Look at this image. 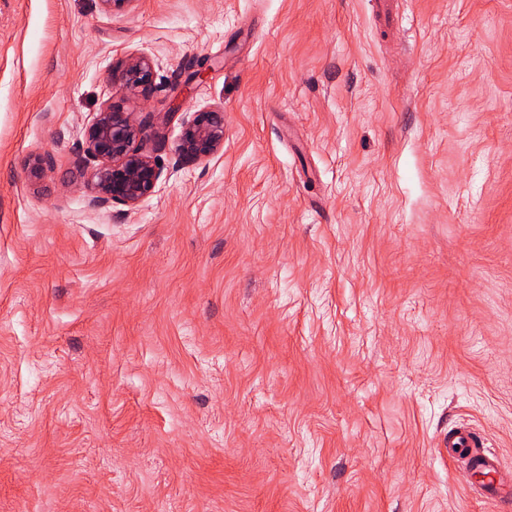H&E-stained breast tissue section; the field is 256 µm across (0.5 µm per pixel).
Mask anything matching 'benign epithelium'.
Listing matches in <instances>:
<instances>
[{"label":"benign epithelium","instance_id":"1","mask_svg":"<svg viewBox=\"0 0 512 512\" xmlns=\"http://www.w3.org/2000/svg\"><path fill=\"white\" fill-rule=\"evenodd\" d=\"M156 63L146 54H134L121 61L120 81L125 92L136 95L152 88ZM141 133L134 113L109 103L87 121L81 149L87 179L88 205L106 208L121 205L137 208L155 195L162 181L163 167L139 151L135 142ZM224 146V109L211 106L189 114L174 147L177 163L198 162ZM31 174L38 178L54 166L49 153L29 161Z\"/></svg>","mask_w":512,"mask_h":512}]
</instances>
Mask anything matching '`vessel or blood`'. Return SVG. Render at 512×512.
Instances as JSON below:
<instances>
[{
  "label": "vessel or blood",
  "instance_id": "vessel-or-blood-1",
  "mask_svg": "<svg viewBox=\"0 0 512 512\" xmlns=\"http://www.w3.org/2000/svg\"><path fill=\"white\" fill-rule=\"evenodd\" d=\"M444 448L449 457H464L467 468L482 475L481 491L484 498L493 501L512 498V484L504 483L500 477L496 455L485 448L483 438L473 428L450 431Z\"/></svg>",
  "mask_w": 512,
  "mask_h": 512
}]
</instances>
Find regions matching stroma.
Here are the masks:
<instances>
[{
	"mask_svg": "<svg viewBox=\"0 0 512 512\" xmlns=\"http://www.w3.org/2000/svg\"><path fill=\"white\" fill-rule=\"evenodd\" d=\"M400 2L0 0V512H512L440 447L512 476V0ZM111 101L164 167L127 212ZM156 63L146 54H134L121 61L120 81L126 93L137 95L152 88ZM141 133L133 112L109 103L87 121L81 149L88 205L137 208L155 195L163 167L135 147ZM224 146V109L211 106L189 113L174 147L177 163L198 162ZM443 445L449 458L465 456L466 467L471 472L487 477L481 481L484 498L493 501L512 498V484L505 485L500 477L496 455L485 448L483 438L473 428L453 429Z\"/></svg>",
	"mask_w": 512,
	"mask_h": 512,
	"instance_id": "stroma-1",
	"label": "stroma"
}]
</instances>
